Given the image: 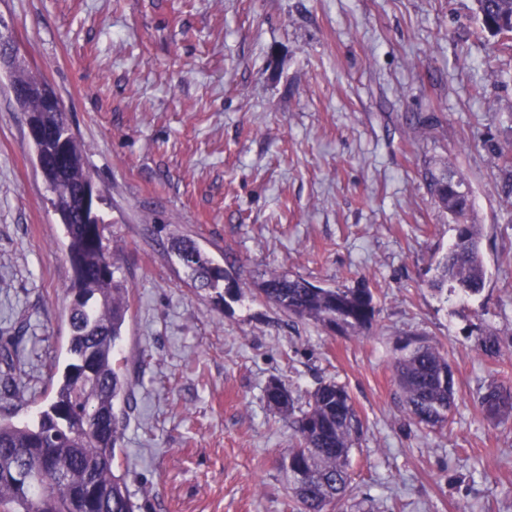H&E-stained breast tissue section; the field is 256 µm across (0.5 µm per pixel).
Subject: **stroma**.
<instances>
[{
	"mask_svg": "<svg viewBox=\"0 0 512 512\" xmlns=\"http://www.w3.org/2000/svg\"><path fill=\"white\" fill-rule=\"evenodd\" d=\"M473 0H0V36L65 105L129 288L116 354L130 380L114 459L139 512H296L293 445L264 400L345 387L364 434L348 512H512V419L478 397L512 380V53L476 39ZM0 69V419L33 417L65 357L74 270L26 113ZM465 180L483 228L481 295L430 282L455 238L429 173ZM194 240L241 278L193 285L171 250ZM273 273L367 282L368 335L290 319L258 294ZM495 330L501 352L480 341ZM447 354L445 427L409 421L394 362ZM497 153L503 158L500 189L505 198L512 199V141L499 146Z\"/></svg>",
	"mask_w": 512,
	"mask_h": 512,
	"instance_id": "1",
	"label": "stroma"
}]
</instances>
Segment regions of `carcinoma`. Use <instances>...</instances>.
I'll list each match as a JSON object with an SVG mask.
<instances>
[{
  "instance_id": "1",
  "label": "carcinoma",
  "mask_w": 512,
  "mask_h": 512,
  "mask_svg": "<svg viewBox=\"0 0 512 512\" xmlns=\"http://www.w3.org/2000/svg\"><path fill=\"white\" fill-rule=\"evenodd\" d=\"M478 36L495 39L496 49L512 52V0H474ZM34 121L61 129V112H40L38 103H20ZM70 167L49 182L55 213L75 270L70 285L67 358L54 366V394L30 422L0 420V512H137L125 475L114 470L122 447L124 421L115 412L127 399L128 379L115 360L129 311V288L115 279L111 255L103 244L104 225L84 224L76 186L90 173L77 142L70 145ZM503 158L500 189L512 199V141L498 147ZM462 180L431 174V196L456 223L455 240L437 265L432 288L466 297L480 295L487 281L481 250V227L471 222V201ZM172 249L188 276L202 289L217 290L230 273L207 258L192 240ZM259 293L288 317L354 335L370 331L375 304L370 289L322 288L302 278L274 274ZM395 374L409 417L417 424L447 422L454 405L448 357L421 338L405 345ZM267 406L288 421L295 445L282 459L281 471L298 504V512H335L353 495L350 452L362 433L351 397L336 382L319 384L306 407L295 405L280 380L265 388ZM492 419L512 414V382L493 381L479 396Z\"/></svg>"
}]
</instances>
